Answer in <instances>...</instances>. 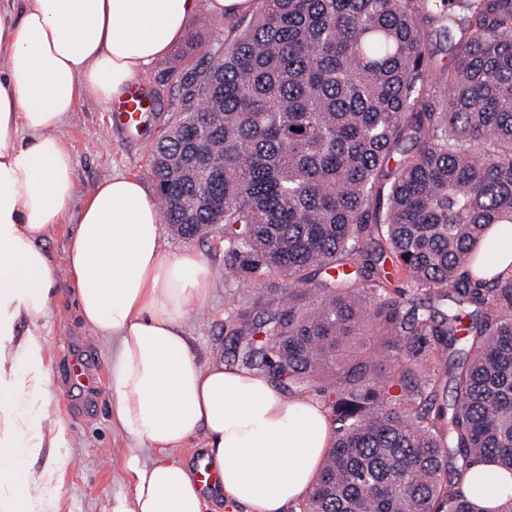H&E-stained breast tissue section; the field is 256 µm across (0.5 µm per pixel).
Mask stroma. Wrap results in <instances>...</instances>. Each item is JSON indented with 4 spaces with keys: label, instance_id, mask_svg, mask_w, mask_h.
I'll return each mask as SVG.
<instances>
[{
    "label": "stroma",
    "instance_id": "1",
    "mask_svg": "<svg viewBox=\"0 0 512 512\" xmlns=\"http://www.w3.org/2000/svg\"><path fill=\"white\" fill-rule=\"evenodd\" d=\"M468 12L457 6L450 19L432 18L425 22L423 48L434 64L449 63L467 27ZM187 31L203 36L198 56L215 57L224 47L230 31L223 17L199 5L188 21ZM183 43L152 64L138 79L151 99V110L141 124H128L118 111H106L91 100L80 99L76 112L59 129L75 164L78 192L61 222L46 239L45 249L59 269L54 302L39 323L46 341L44 367L50 378L47 404L64 424L68 446L65 461H58L50 450L28 460L30 477L44 486L43 512H113L119 499L130 496L131 478L124 461L134 448L133 441L112 422L106 386L112 379L115 351L111 341L99 339L81 321L74 304V283L64 265L69 239L87 191L101 178L125 174L148 179L150 148L168 132L178 108L175 88L179 83ZM165 247L173 253L192 248L200 252L212 270V288L201 307L188 321L191 348L199 361L221 360L232 363L231 346L237 312L252 308L263 293L261 282H238L228 276L224 238L220 227H213L195 239L178 236L171 225H163ZM90 344L100 366L93 398L70 387L65 367L73 350Z\"/></svg>",
    "mask_w": 512,
    "mask_h": 512
}]
</instances>
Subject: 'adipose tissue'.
Wrapping results in <instances>:
<instances>
[{"label":"adipose tissue","instance_id":"ef3b65f1","mask_svg":"<svg viewBox=\"0 0 512 512\" xmlns=\"http://www.w3.org/2000/svg\"><path fill=\"white\" fill-rule=\"evenodd\" d=\"M198 0H12L0 7V484L21 492L0 512H39L26 459L66 445L64 427L45 437L49 376L37 325L55 295L43 249L76 189L72 155L57 136L79 93L101 108L178 42ZM66 263L83 323L116 344L108 386L112 416L146 462L124 465L131 497L114 512H205L210 492L250 512H284L309 492L332 438L315 400L280 390L266 374L195 357L185 323L212 285L193 249L168 252L153 194L116 174L86 194ZM28 322L18 333L20 322ZM206 441L213 491L175 451Z\"/></svg>","mask_w":512,"mask_h":512}]
</instances>
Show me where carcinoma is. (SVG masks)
<instances>
[{
	"label": "carcinoma",
	"mask_w": 512,
	"mask_h": 512,
	"mask_svg": "<svg viewBox=\"0 0 512 512\" xmlns=\"http://www.w3.org/2000/svg\"><path fill=\"white\" fill-rule=\"evenodd\" d=\"M466 2L445 67L421 22L448 0H256L219 61H189L192 38L182 52L149 173L179 235L224 228L229 276L291 284L233 335L243 365L328 395L335 435L299 512H512L460 491L475 464L512 473V276L467 272L512 224V0ZM405 287L424 301L404 308ZM461 304L471 357L450 366ZM426 350L454 378L446 408L422 385ZM328 370L336 386L313 385Z\"/></svg>",
	"instance_id": "obj_1"
}]
</instances>
